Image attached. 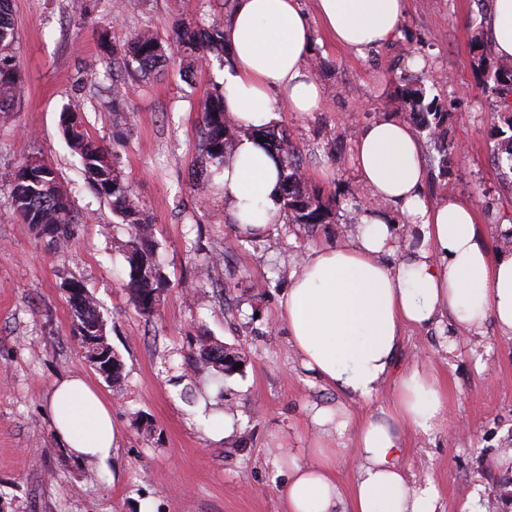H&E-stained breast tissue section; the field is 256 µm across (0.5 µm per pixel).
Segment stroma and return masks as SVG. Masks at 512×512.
I'll return each mask as SVG.
<instances>
[{
	"label": "stroma",
	"instance_id": "1",
	"mask_svg": "<svg viewBox=\"0 0 512 512\" xmlns=\"http://www.w3.org/2000/svg\"><path fill=\"white\" fill-rule=\"evenodd\" d=\"M12 0L25 91L17 112L0 117V512H284L288 460L310 464L311 416L344 398L310 382L276 320L288 274L307 248L342 239L358 209L371 205L357 184L359 130L395 111L400 78L443 106L445 139L431 140L416 115L430 203H471L493 252L511 250L500 232L512 215V186L493 162V98L479 89L472 43L485 37L492 0H409L402 40L358 57L329 41L316 45L313 74L320 111L279 112L276 128L300 150L309 186L336 198L330 223L282 224L265 239L242 241L224 220L223 189L199 195L191 174L205 128L202 105L219 89V59L186 68L174 59L150 79L131 81L113 100L115 70L101 36L143 28L168 38L178 21L223 26L233 0ZM420 55L423 64L411 63ZM130 122L113 121L114 109ZM83 113L90 136L114 150L116 167L152 218L156 258L169 285L152 315L124 288L126 225L88 185L62 138L63 110ZM50 164L77 217L65 248L6 214L9 173L27 158ZM97 299L107 341L122 367L118 385L90 364L73 330L66 284ZM237 348L241 368L202 375L193 399L173 385L186 367L188 339ZM434 368L449 391L441 430L408 433L403 462L417 485L433 483L443 512H459L479 491L485 512H512V338L487 323L482 335L456 333L449 317L407 329L396 370ZM85 376L112 406L119 447L104 484L54 438L48 396L55 379ZM222 439H213L215 427Z\"/></svg>",
	"mask_w": 512,
	"mask_h": 512
}]
</instances>
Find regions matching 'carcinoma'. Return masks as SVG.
Here are the masks:
<instances>
[{
    "instance_id": "carcinoma-1",
    "label": "carcinoma",
    "mask_w": 512,
    "mask_h": 512,
    "mask_svg": "<svg viewBox=\"0 0 512 512\" xmlns=\"http://www.w3.org/2000/svg\"><path fill=\"white\" fill-rule=\"evenodd\" d=\"M16 31L12 17V0H0V114L15 111V106L24 88V76L15 54ZM476 66L482 91L499 98L503 111L512 109L508 101L512 94V60L495 61L487 55L485 46L476 40ZM101 50L112 58V66L119 67L138 63L141 77L153 73L156 65L168 52L188 63L203 62L211 55L226 57L223 30L212 26L202 27L184 21L176 24L172 37L163 43L149 29H143L132 37L111 44L101 43ZM398 105L423 118L422 128L428 135L439 138L442 129V112L437 98L426 100V91L410 82L398 91ZM203 123L206 137L198 159L199 186L209 184L208 167L232 153L241 130L227 120L224 97L216 92L207 97L203 105ZM61 130L68 146L81 160L89 185L100 195L109 198L112 211L130 230L127 242L129 265L126 288L131 294L137 310L151 314L165 285L161 268L147 248L151 237V220L143 206L136 202L129 186L110 161L111 151L94 140L87 132L82 116L77 112H65L61 116ZM257 136L267 139L265 145L275 156L283 171V208L294 224H326L333 215L335 199L325 197L319 191L309 190L298 163L297 146L285 131L274 128L263 129ZM491 138L497 140L499 151L506 154L505 162L512 171V117L504 120V126L495 125L490 130ZM11 192L8 214L32 224L48 236L55 246L65 245L71 235V224L75 215L68 196L61 188L54 168L37 159H28L10 174ZM69 288L84 291L80 302L71 304L74 316V331L89 330L104 325L97 302L78 280L67 283ZM199 359L195 371L208 370L219 379L225 375L224 358L229 355L242 359L238 349L224 344L199 345Z\"/></svg>"
}]
</instances>
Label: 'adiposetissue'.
<instances>
[{"instance_id":"adipose-tissue-1","label":"adipose tissue","mask_w":512,"mask_h":512,"mask_svg":"<svg viewBox=\"0 0 512 512\" xmlns=\"http://www.w3.org/2000/svg\"><path fill=\"white\" fill-rule=\"evenodd\" d=\"M409 0H315L318 23L300 0H235L224 26V108L247 129L220 169L224 212L238 232L263 237L287 221L278 164L251 137L279 109L319 111L324 91L309 59L318 32L356 56L401 38ZM358 183L375 205L360 210L349 235L308 248L289 275L277 321L298 360L346 404L317 408L316 463L288 462L287 512H440L435 487H414L403 465L407 431L429 434L446 424L448 390L435 369L400 373L396 402L362 420L352 450L349 491L336 479L332 439H343L350 404L376 398L390 376L403 332L450 315L458 331L479 336L487 322L512 335V255H492L477 215L455 197L422 196L421 146L395 115L363 128L354 145ZM422 234L398 254L394 214ZM49 418L56 440L75 459L109 472L118 446L112 408L81 375L55 382Z\"/></svg>"}]
</instances>
